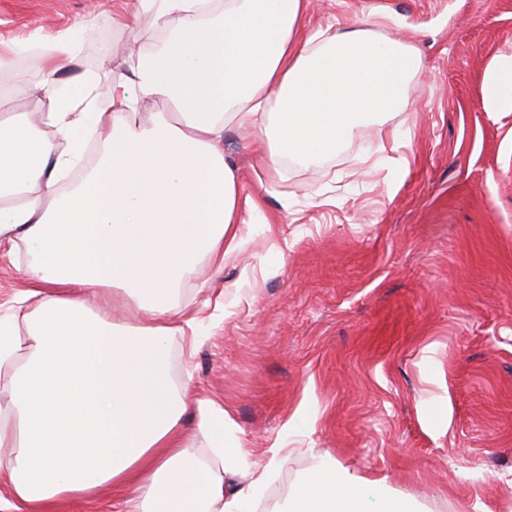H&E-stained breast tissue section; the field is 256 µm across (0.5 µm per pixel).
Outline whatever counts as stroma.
I'll return each instance as SVG.
<instances>
[{"mask_svg": "<svg viewBox=\"0 0 512 512\" xmlns=\"http://www.w3.org/2000/svg\"><path fill=\"white\" fill-rule=\"evenodd\" d=\"M137 0H0V47L84 32L57 79L92 76L100 104L131 46L159 28ZM124 21L116 25L113 15ZM369 23L420 58L414 107L360 126L335 154L259 168V130L224 128L251 239L200 262L175 302L199 321L172 345L175 386L220 402L252 455L288 460L263 505L321 459L380 477L427 512H512V111L490 112V64L512 55V0H310L305 24ZM390 168L365 160L390 128ZM0 245V315L27 286Z\"/></svg>", "mask_w": 512, "mask_h": 512, "instance_id": "35a3bbf8", "label": "stroma"}]
</instances>
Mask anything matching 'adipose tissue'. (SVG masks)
<instances>
[{
	"label": "adipose tissue",
	"instance_id": "adipose-tissue-1",
	"mask_svg": "<svg viewBox=\"0 0 512 512\" xmlns=\"http://www.w3.org/2000/svg\"><path fill=\"white\" fill-rule=\"evenodd\" d=\"M138 2L175 36L130 56L107 105L89 76L34 82L18 70L0 93V243H23L30 283L24 312L0 318V447L15 496L0 512L16 501L51 512L109 490L115 512H254L285 448L252 459L223 406L200 399L210 457L198 458L181 432L188 397L171 376V346L195 323L174 303L177 283L194 278L199 258L224 265L247 241L224 128H272L259 164L309 161L336 153L368 116L413 106L410 47L361 28L300 38L306 0H225L213 22L209 0ZM20 97L47 103L58 140L16 115ZM150 97L174 113L140 119ZM483 99L512 111V55L488 72ZM93 136L96 164L61 190ZM117 284L135 323L108 313ZM370 496L376 512H426L339 463L313 468L287 509L366 512Z\"/></svg>",
	"mask_w": 512,
	"mask_h": 512
}]
</instances>
